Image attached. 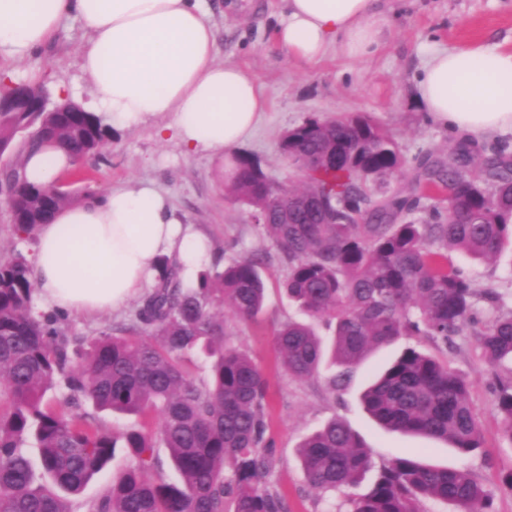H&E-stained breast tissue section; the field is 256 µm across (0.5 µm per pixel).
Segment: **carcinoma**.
Returning a JSON list of instances; mask_svg holds the SVG:
<instances>
[{
	"label": "carcinoma",
	"instance_id": "carcinoma-1",
	"mask_svg": "<svg viewBox=\"0 0 512 512\" xmlns=\"http://www.w3.org/2000/svg\"><path fill=\"white\" fill-rule=\"evenodd\" d=\"M112 129L94 112H0V169L9 185L15 232L37 240L40 225L79 198L22 177L24 154L53 141L78 159L99 154ZM298 176L294 187L269 178L254 157L236 158L225 190L251 207L260 228L288 265V298L316 320L283 322L273 331L281 367L294 379L336 368L345 386L376 347L401 336L437 346L472 330L486 361H512V309L492 288L477 289L448 267V251L495 261L512 237V151L454 140L448 157L415 158V193L390 194L388 178L406 160L397 142L366 113L309 118L282 142ZM442 198L448 206L428 205ZM262 259L215 262L186 286L180 267L158 263L153 289L135 318L93 339L84 363L72 366L82 343L64 333L63 316L33 304L31 261L0 253V512H70L68 496L84 490L124 448L132 465L112 476L93 512H288L284 495L267 486L277 463L267 437V382L252 357L224 336V312L251 322L263 311ZM197 350L209 362L197 380L181 356ZM69 401L97 411L138 414L122 434L102 430L93 415H59L49 403L59 384ZM503 435L512 446V380L500 382ZM384 428L443 441L468 456L482 448L467 380L448 361L405 348L361 394ZM40 448L39 464L22 451ZM162 443L177 478L165 476ZM308 484L319 493L358 486L347 512H420L432 499L448 512H492V495L463 469L427 465L407 454L378 467L370 448L343 420L332 418L296 451ZM153 473L156 478L149 479Z\"/></svg>",
	"mask_w": 512,
	"mask_h": 512
}]
</instances>
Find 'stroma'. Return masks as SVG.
Returning a JSON list of instances; mask_svg holds the SVG:
<instances>
[{
  "label": "stroma",
  "mask_w": 512,
  "mask_h": 512,
  "mask_svg": "<svg viewBox=\"0 0 512 512\" xmlns=\"http://www.w3.org/2000/svg\"><path fill=\"white\" fill-rule=\"evenodd\" d=\"M215 30L213 57L249 69L257 78L267 107L256 133L238 153L258 158L267 176L287 184L296 176L281 149L283 136L307 118H327L352 112L370 114L398 143L405 159L422 150L444 156L458 131L435 123L414 99L415 83L428 55L439 49L471 45L512 51V0H382L386 39L363 61H349L336 52L307 63L288 56L275 33L287 18L283 0H201ZM88 40L81 21L63 23L52 39L27 62L1 60L0 70L17 78L35 76L50 99L66 88L75 102L92 97L89 77L79 67V53ZM157 122L113 132L102 158H90L79 171L59 180L77 193L103 194L148 182L165 194L177 214L210 242L222 262L256 254L262 257L267 300L259 322L241 323L225 316L230 343L246 350L268 380V422L278 464L269 482L288 501L290 512H340L346 498L328 497L312 489L300 469L295 449L304 436L332 418L348 423L371 448L376 465H383L416 448L426 449L427 462L459 467L494 495L495 512H512V489L504 479L512 473V445L503 436V416L494 392L498 379L512 377V368L486 363L469 333L448 340L446 356L452 368L470 381V400L483 446L471 456L459 455L444 443L415 435L382 430L364 412L359 395L367 378L395 358L411 338L386 344L354 371L349 383L331 389L326 375L305 380L288 377L275 350L273 326L287 320L307 321L306 313L284 294L287 267L277 249L263 236L251 209L224 189L223 160L207 153L186 152L170 137L157 134ZM449 262L464 270L475 287L498 291L512 308V257L479 263L452 251ZM127 303L96 315H66L69 335L91 341L126 320L134 310Z\"/></svg>",
  "instance_id": "1"
}]
</instances>
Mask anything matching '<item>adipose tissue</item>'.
<instances>
[{"label":"adipose tissue","instance_id":"ef3b65f1","mask_svg":"<svg viewBox=\"0 0 512 512\" xmlns=\"http://www.w3.org/2000/svg\"><path fill=\"white\" fill-rule=\"evenodd\" d=\"M288 19L276 41L303 62L329 50L360 61L384 38L379 0H285ZM78 17L90 32L79 61L89 76L91 110L117 129L169 119L190 152L232 158L266 109L254 74L215 63L214 32L198 0H0V57L22 63L61 22ZM416 99L435 123L475 135L512 129V51L469 46L434 52ZM73 166L48 146L28 155L25 177L49 186ZM185 268L210 259L208 245L148 184L59 210L41 226L32 263L42 298L65 313L97 314L125 306L156 276L159 257Z\"/></svg>","mask_w":512,"mask_h":512}]
</instances>
